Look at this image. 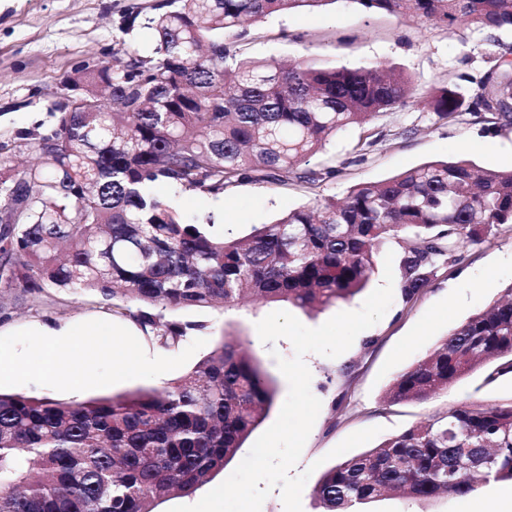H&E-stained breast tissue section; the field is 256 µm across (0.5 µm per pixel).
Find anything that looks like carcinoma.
Instances as JSON below:
<instances>
[{
  "mask_svg": "<svg viewBox=\"0 0 512 512\" xmlns=\"http://www.w3.org/2000/svg\"><path fill=\"white\" fill-rule=\"evenodd\" d=\"M331 0H162L148 20L149 56L112 53V70L84 64L66 89L72 112L22 128L39 163H11L0 142V289L35 298L92 293L165 351L209 329L178 310L268 302L322 310L364 290L377 250L399 247V289L412 302L464 248L512 223V170L433 161L321 197L231 236L212 217L180 213L153 186L217 196L243 182L295 174L310 185L337 170H300L336 134L367 128L413 97L395 69L313 58L246 66L224 38L272 13ZM367 12L512 28V0H355ZM436 120L462 108L497 125L512 116V66L477 82L471 102L450 82L429 93ZM512 374V286L402 372L384 401L424 403L472 372ZM275 396L250 341L220 336L192 371L162 389L66 403L0 392V512H154L171 493L210 482L261 422ZM512 483V401L460 403L328 469L319 512H356L392 490L419 500Z\"/></svg>",
  "mask_w": 512,
  "mask_h": 512,
  "instance_id": "obj_1",
  "label": "carcinoma"
}]
</instances>
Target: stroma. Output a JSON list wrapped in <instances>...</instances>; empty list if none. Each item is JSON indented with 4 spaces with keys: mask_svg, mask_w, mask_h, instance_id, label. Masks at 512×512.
I'll return each mask as SVG.
<instances>
[{
    "mask_svg": "<svg viewBox=\"0 0 512 512\" xmlns=\"http://www.w3.org/2000/svg\"><path fill=\"white\" fill-rule=\"evenodd\" d=\"M158 2L0 0V141L16 129L47 120L79 63L111 59L122 39L135 44L140 53H150L154 35L145 19ZM226 44L238 61L248 63L310 57L352 68L370 63L394 67L412 78L418 99L374 119L372 127L382 137L363 161L354 159L359 128L331 139L308 166L333 167L338 174L316 186L293 178L285 183L245 182L212 197L158 185V193L183 213L214 216L243 237L253 226L270 223L315 198L340 199L356 183L381 181L422 163L466 159L486 170L512 169V124L495 128L484 122L482 114L471 111L439 122L421 100L431 88L463 78L477 80L496 64L512 63L510 28L487 31L468 22L445 28L368 13L356 0H333L319 9L274 13L249 23L242 37L227 39ZM510 285L512 224H505L485 242L465 248L462 260L443 268L412 303L394 298L382 320L361 332L339 357L306 355L311 391L322 406L296 465L297 471L310 473L301 495L303 512H315L314 489L321 477L320 472L311 471V464L349 435L378 426L388 438L452 404L512 400L511 374L488 384L479 371L426 403L389 406L383 402L400 373ZM287 309L284 302L257 301L226 310L175 312V319L205 323L212 332L165 352L147 344L131 319L113 315L96 296L79 293L51 301L0 291V355L24 360L18 372L0 375V392H34L78 403L142 387L161 388L205 358L215 346L216 333L222 331L248 337L262 369L277 382L278 393L258 426L263 432L277 419L288 394L276 359L292 357L294 348L285 339L271 346L262 343L255 324L273 311ZM98 318L111 319L115 329L124 331L125 344L137 348L146 362L136 367L103 360L76 390L55 376L62 353L43 344L41 329L46 325L74 328ZM500 488V483L490 481L474 494L429 501L388 494L363 504L362 512H473L478 502L498 512Z\"/></svg>",
    "mask_w": 512,
    "mask_h": 512,
    "instance_id": "35a3bbf8",
    "label": "stroma"
}]
</instances>
